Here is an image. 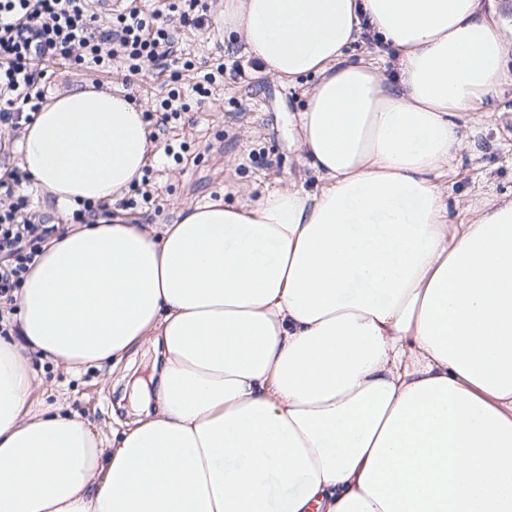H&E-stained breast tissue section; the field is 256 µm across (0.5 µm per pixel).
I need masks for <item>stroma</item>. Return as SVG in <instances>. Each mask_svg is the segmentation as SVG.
Masks as SVG:
<instances>
[{"label":"stroma","mask_w":512,"mask_h":512,"mask_svg":"<svg viewBox=\"0 0 512 512\" xmlns=\"http://www.w3.org/2000/svg\"><path fill=\"white\" fill-rule=\"evenodd\" d=\"M204 24L180 23L178 15L163 19L174 28L180 54L166 67L128 69L122 58L109 71L78 68L64 59L46 64L45 97L65 89L96 85L157 113L170 90L181 93L187 109L155 138L157 152L147 168L145 190L131 188L118 200L135 223L161 227L179 220L181 207L219 198L254 199L267 189L290 184L314 188L316 179L302 164L288 135V117L300 111L314 80L282 84L259 72L240 46L224 34L220 22L224 0H201ZM239 63L240 73L225 72L206 97L194 86L221 63ZM479 120L468 122L467 146L444 185L455 221H468L472 207L512 193V82L478 105ZM35 395L63 411L91 422L102 438L112 436L113 416L131 409L109 367H71L33 359Z\"/></svg>","instance_id":"35a3bbf8"}]
</instances>
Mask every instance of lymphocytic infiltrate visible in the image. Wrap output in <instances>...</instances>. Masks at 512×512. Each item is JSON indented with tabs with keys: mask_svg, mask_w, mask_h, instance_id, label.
I'll return each mask as SVG.
<instances>
[{
	"mask_svg": "<svg viewBox=\"0 0 512 512\" xmlns=\"http://www.w3.org/2000/svg\"><path fill=\"white\" fill-rule=\"evenodd\" d=\"M199 0H165L162 9L118 14L98 25L88 0H0V129L17 131L38 110L46 77L40 59L65 58L103 65L123 57L130 70L163 65L175 53L174 35L161 19L178 13L182 23L200 25ZM24 174L7 171L0 180V333H8L18 291L45 243L52 224L37 223L22 190Z\"/></svg>",
	"mask_w": 512,
	"mask_h": 512,
	"instance_id": "obj_1",
	"label": "lymphocytic infiltrate"
}]
</instances>
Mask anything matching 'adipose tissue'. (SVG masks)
I'll list each match as a JSON object with an SVG mask.
<instances>
[{"instance_id": "1", "label": "adipose tissue", "mask_w": 512, "mask_h": 512, "mask_svg": "<svg viewBox=\"0 0 512 512\" xmlns=\"http://www.w3.org/2000/svg\"><path fill=\"white\" fill-rule=\"evenodd\" d=\"M263 74L316 82L296 142L318 187L97 219L52 239L0 339V512H512V198L454 223L464 119L507 78L482 0H224ZM369 30L392 77L347 48ZM142 107L54 96L23 169L109 203L149 159ZM162 353L111 440L33 396L32 358Z\"/></svg>"}]
</instances>
